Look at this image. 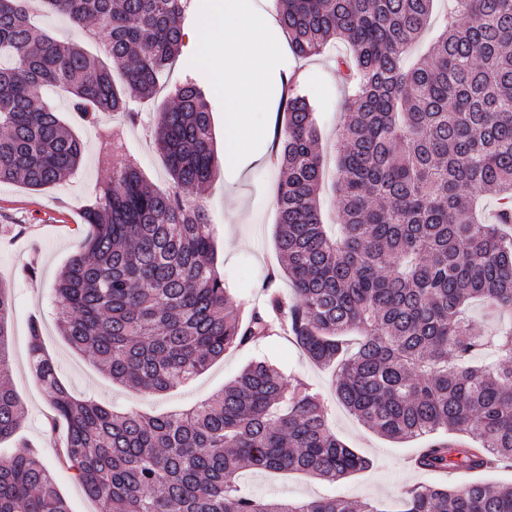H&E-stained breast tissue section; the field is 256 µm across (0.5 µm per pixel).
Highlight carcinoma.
<instances>
[{"mask_svg":"<svg viewBox=\"0 0 512 512\" xmlns=\"http://www.w3.org/2000/svg\"><path fill=\"white\" fill-rule=\"evenodd\" d=\"M40 2L74 25L93 21L105 57L32 23L28 0H0V181L34 190L73 174L85 151L42 89L68 93L69 110L88 122L101 112L137 122L128 101L158 93L188 7ZM275 2L296 56L318 55L333 38L350 48L336 59L353 89L335 159L341 237L321 221L313 108L285 78L271 150L282 267L268 274L262 305L244 318L226 309L210 220L180 194L206 186L218 168L204 91L186 81L155 128L169 190L148 183L116 138L101 143L110 166L84 208L94 232L55 287L61 335L112 380L162 393L229 349L284 332L312 362L335 368L336 398L377 434L403 441L443 429L472 439L429 444L423 469L512 465V321L484 336L466 318L475 300L512 313V0H451L442 32L411 67L404 56L435 0ZM488 196L501 200L493 224L478 219ZM281 276L289 297L273 290ZM10 309L0 282V368ZM486 355L494 366L480 364ZM29 358L65 424L63 462L109 512H375L346 497L262 499L239 484L249 468L334 482L370 465L331 432L316 388L266 362L188 411L147 416L74 397L36 323ZM22 413L0 381V439ZM0 512H70L34 449L0 460ZM402 512H512V486L418 483L404 491Z\"/></svg>","mask_w":512,"mask_h":512,"instance_id":"1","label":"carcinoma"}]
</instances>
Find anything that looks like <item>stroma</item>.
Wrapping results in <instances>:
<instances>
[{
	"instance_id": "1",
	"label": "stroma",
	"mask_w": 512,
	"mask_h": 512,
	"mask_svg": "<svg viewBox=\"0 0 512 512\" xmlns=\"http://www.w3.org/2000/svg\"><path fill=\"white\" fill-rule=\"evenodd\" d=\"M345 52L344 44L333 41L321 55L301 59L288 52L272 67L273 77L288 74L300 82L315 109L320 150L329 158L335 154L344 121L343 102L348 91L336 72V58ZM190 79L205 90L212 112L214 149L216 154H223L224 99L212 73L184 48L163 76L161 92L154 100L137 104L142 123H128L117 112L100 113L92 124L72 119L73 129L85 145V154L81 167L66 181L42 190H32L18 182H0V281L8 285L12 298L8 374L25 409L17 432L0 440V458L8 459L26 447L37 449L41 459L53 468L57 489L71 512H105V503L89 498L74 470L59 462L60 450L53 442L54 412L29 366V330L36 321L41 325L45 350L58 364L62 383L75 396L92 395L120 411L157 414L190 408L217 394L225 383L255 361L268 362L285 377L313 384L328 407L331 430L349 447L370 458L373 465L333 483L302 474L242 472V483L263 497L307 500L344 496L374 502L381 512H399L403 489L417 483L512 484V467L508 466L468 475L412 470L409 462L426 446V439L397 442L368 429L337 401L331 370L311 362L282 337L229 350L196 379L163 395L112 383L89 354L69 347L58 330L64 309L54 288L65 264L82 250L91 232L82 214L96 184L106 174L101 136L106 132L119 134L127 155L137 160L146 180L157 188L167 189L172 180L149 128L156 123L159 112L170 104L175 87ZM279 101V93H272L266 111L255 116L264 134L254 143L251 160L221 166L208 186L183 193L186 201L202 204L207 210L212 222L216 268L224 276L228 303L243 312L262 300L266 272L277 262L279 173L269 161V149L279 120Z\"/></svg>"
}]
</instances>
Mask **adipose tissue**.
Listing matches in <instances>:
<instances>
[{"mask_svg":"<svg viewBox=\"0 0 512 512\" xmlns=\"http://www.w3.org/2000/svg\"><path fill=\"white\" fill-rule=\"evenodd\" d=\"M188 47L220 79L229 128L225 162L247 159L262 134L249 116L265 110L271 95L269 71L284 53L271 21L253 0H214L211 15L190 35Z\"/></svg>","mask_w":512,"mask_h":512,"instance_id":"obj_1","label":"adipose tissue"}]
</instances>
